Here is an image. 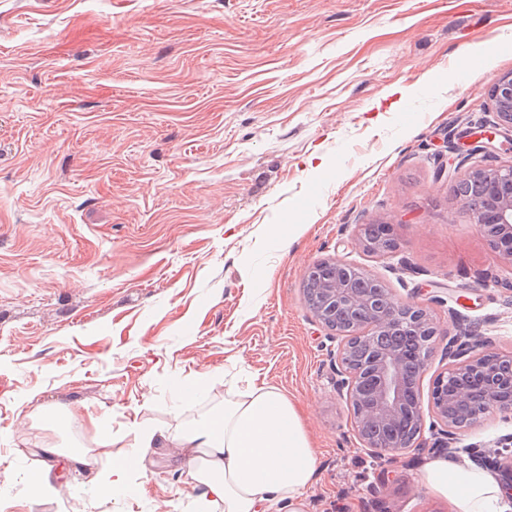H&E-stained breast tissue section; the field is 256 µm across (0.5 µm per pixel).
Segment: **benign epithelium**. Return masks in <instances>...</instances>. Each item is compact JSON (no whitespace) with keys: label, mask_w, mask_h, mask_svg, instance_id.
<instances>
[{"label":"benign epithelium","mask_w":512,"mask_h":512,"mask_svg":"<svg viewBox=\"0 0 512 512\" xmlns=\"http://www.w3.org/2000/svg\"><path fill=\"white\" fill-rule=\"evenodd\" d=\"M491 102L495 129H512V72L493 84ZM449 148L463 159L487 152L479 135ZM475 197L463 200L476 218L482 236L512 270V161L474 167L465 175ZM353 245L384 257L397 249L390 225L364 224ZM303 300L312 319L336 341L330 351L336 396L345 402L361 447L380 461L398 458L410 448L457 452L460 430L492 413L512 415V351L498 352L490 338L450 315L456 332L436 347V324L426 306L404 302L379 278L339 257L314 263L303 280ZM440 354L443 368L423 404L420 384ZM430 438H424V431ZM470 447L474 462L497 471L512 469V455L503 449Z\"/></svg>","instance_id":"7a95c632"}]
</instances>
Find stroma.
<instances>
[{
    "instance_id": "1",
    "label": "stroma",
    "mask_w": 512,
    "mask_h": 512,
    "mask_svg": "<svg viewBox=\"0 0 512 512\" xmlns=\"http://www.w3.org/2000/svg\"><path fill=\"white\" fill-rule=\"evenodd\" d=\"M511 71L512 0H0V512H190L168 436L223 406L221 385L178 400L204 372L298 410L318 467L280 512H451L425 452L362 449L302 281L339 257L512 351L507 273L455 193L469 164L433 165ZM368 218L394 257L351 247ZM137 426L165 435L147 473L96 496ZM508 436L491 414L457 457ZM40 467L55 492L33 494Z\"/></svg>"
}]
</instances>
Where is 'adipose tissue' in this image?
I'll list each match as a JSON object with an SVG mask.
<instances>
[{"label": "adipose tissue", "mask_w": 512, "mask_h": 512, "mask_svg": "<svg viewBox=\"0 0 512 512\" xmlns=\"http://www.w3.org/2000/svg\"><path fill=\"white\" fill-rule=\"evenodd\" d=\"M134 451L112 458L99 490L108 496L125 489L131 473L146 469L156 431H134ZM189 475L201 485L194 512H274L283 501L301 499L311 485L318 460L294 405L273 387H248L224 406L184 431L177 440ZM422 483L447 498L452 512H512L493 474L439 455L422 467Z\"/></svg>", "instance_id": "1"}]
</instances>
